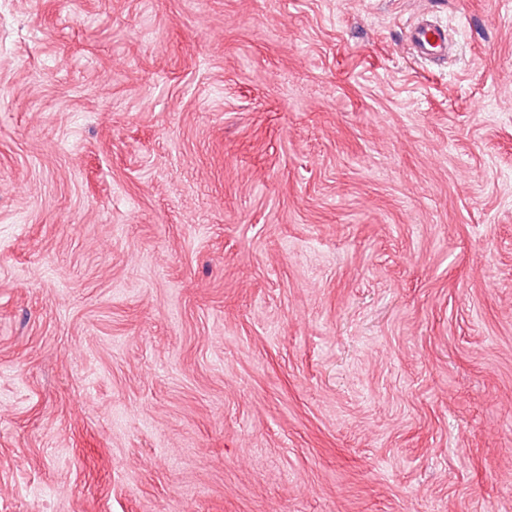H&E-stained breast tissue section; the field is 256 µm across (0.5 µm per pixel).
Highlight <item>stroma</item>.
Segmentation results:
<instances>
[{"mask_svg": "<svg viewBox=\"0 0 512 512\" xmlns=\"http://www.w3.org/2000/svg\"><path fill=\"white\" fill-rule=\"evenodd\" d=\"M0 6V512H512V0ZM407 41L412 53L423 59L448 56V34L430 20L411 25Z\"/></svg>", "mask_w": 512, "mask_h": 512, "instance_id": "1", "label": "stroma"}]
</instances>
